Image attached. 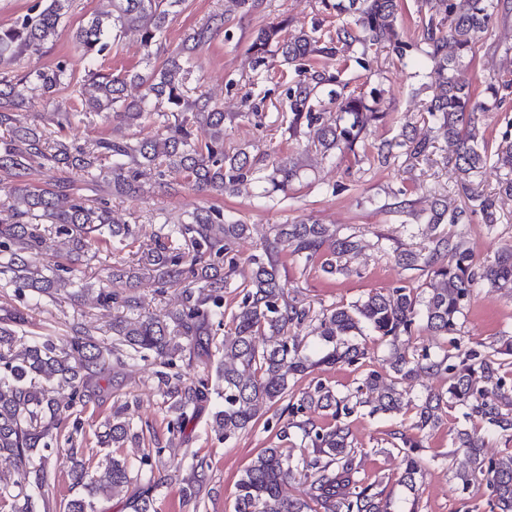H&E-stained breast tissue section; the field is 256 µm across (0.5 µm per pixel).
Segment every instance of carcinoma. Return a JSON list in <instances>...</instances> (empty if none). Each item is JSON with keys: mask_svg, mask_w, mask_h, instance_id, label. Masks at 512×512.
Masks as SVG:
<instances>
[{"mask_svg": "<svg viewBox=\"0 0 512 512\" xmlns=\"http://www.w3.org/2000/svg\"><path fill=\"white\" fill-rule=\"evenodd\" d=\"M72 0H36L29 12L11 26L0 28V173L9 179L8 190L20 203L0 217V275L8 282L30 288L38 297L53 298L65 286L79 300L93 293L79 274L76 264L99 242L110 241L121 249L139 247L137 225L116 224L111 209L93 205L72 192L70 178H54L49 187L27 182L32 162L40 159L51 168L65 167L81 173L85 181H103L112 194L137 196L145 186L173 190L166 173L177 172L196 189L224 193L251 180L272 197L298 179L295 165L280 159L259 165L245 151L224 152V110L201 93L190 99L183 86L190 74L191 54L206 44L222 26L224 14H215L194 31L180 51L159 68L145 72L126 71L113 75L93 72L89 81L95 94L87 97L83 87L75 89L81 108L56 112L57 126L72 124V118L103 112L121 125L140 127L157 123L149 137L99 138L79 150L63 139H49L37 127L17 124V111L25 107L35 92L50 97L57 88L73 83L72 70L65 60L54 68L20 73L14 61L27 51H37L53 41ZM178 0H113L112 14L95 16L79 25L73 35L83 56H99L111 47V39L126 29L139 31L141 43L150 48L166 28L170 8ZM512 0H426L431 14L425 23L420 44L402 40L397 27L399 0H348L345 11L353 23L336 28V37L321 44L318 27L288 36L285 24L260 29L250 45L256 65L265 64L272 52L295 66L297 79L287 89L291 117L288 131L296 136L305 127L313 135L310 146L323 156L351 151L366 133L379 112L377 89L369 95L349 93L342 97L334 118L319 109V94L336 77L311 70L302 60L319 52L334 55L340 47L356 43L363 52L391 49L404 58L410 52L419 62L431 63L437 75L432 97L425 107L429 121L443 130L455 145L453 169L469 198L478 203L489 226L496 221L495 201L472 187L473 178L493 166L502 171L498 193L512 196V138L505 135L496 149L479 146L475 134L477 112L499 107L501 91H512V79L489 84L493 101L473 100L457 68L458 60L472 49ZM142 88L139 97L127 94V84ZM432 143L402 131L401 138L386 142L377 150L381 164L404 154L426 159ZM462 213L448 212L445 202L431 209L428 223L457 224ZM273 238L258 254L252 255L250 279L241 284L242 299L231 313L233 338L218 340L212 327L224 322V288L228 276L223 264L234 268L230 257L235 244L249 233V225L224 218L217 209H199L177 223L162 221V228L150 248L140 252L137 267L162 285L188 282L181 293L180 307L168 319L118 316L112 319V336L118 346L107 348L94 337L97 327L78 324L63 347L25 328L19 313L0 316V458L18 464L17 479L0 487V502L12 501V512H37L29 493L47 485V459L43 451L51 447L59 429L60 408L85 407L97 397L99 381L112 364L124 365L120 347L136 354L148 352L166 368L160 373L166 393L174 399L178 415L172 430L182 432L196 409L214 398L221 406L211 416L210 427L229 439L253 428L263 412L285 403L265 425L279 426V436L288 438L295 428L301 442L313 448L314 457L295 458L281 448H262L251 460L236 485L233 512H390L388 500L379 490L382 482L368 483L359 476L358 450L352 445L348 419L355 408L369 407V414L396 416L405 409L397 384L412 377H441L447 388L429 391L414 405V434L393 433L400 443L404 469L400 483L416 488L423 460L415 454L420 437L439 423L443 408L462 411L471 426L456 430L452 446L463 451L470 469L456 471L453 479L466 489L482 477L489 495V512H512V452L498 458L484 455L483 429L497 432L512 441V336L501 338L500 346L479 351L462 348L457 337L458 321L478 288H505L512 285V245L500 247L482 264L462 249L449 233H433L418 252L395 255L403 269L420 270L440 280V287L398 286L387 292L375 291L352 305L334 306L319 313L311 307L289 302L284 296L280 275V249L286 247L303 265L320 257L328 274L347 270L346 259L358 247L356 236L339 235L326 224H276ZM55 239L70 245L67 263L44 259ZM315 322L314 331L327 346L312 360L297 330ZM445 340L449 349L434 354L428 348L411 347L419 326ZM369 329L391 347L387 383L376 370L365 372L353 402L321 382L294 393L292 383L318 363L342 364L357 369L365 366L367 351L355 337ZM267 335L271 344L260 348L256 336ZM190 345L206 356L205 365L214 367V377L190 384L174 367L175 354ZM327 411L331 422L321 425L313 413ZM294 421L281 422L283 414ZM132 419L115 413L98 442L119 447L137 437ZM304 473L306 485L295 498L282 495V486L294 473ZM74 482L89 488V497L77 496L66 504V512H96L94 499L110 498L131 483V465L105 455L89 472L79 462L71 468ZM206 477L205 467H192L185 495L192 497Z\"/></svg>", "mask_w": 512, "mask_h": 512, "instance_id": "obj_1", "label": "carcinoma"}]
</instances>
